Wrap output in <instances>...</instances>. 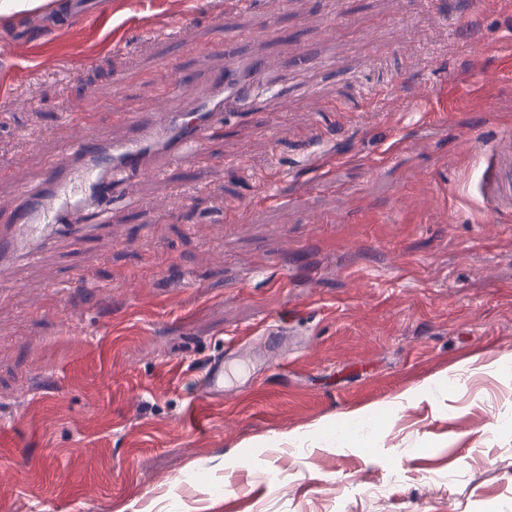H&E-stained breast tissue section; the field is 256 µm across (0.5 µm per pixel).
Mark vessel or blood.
<instances>
[{"mask_svg":"<svg viewBox=\"0 0 512 512\" xmlns=\"http://www.w3.org/2000/svg\"><path fill=\"white\" fill-rule=\"evenodd\" d=\"M224 57L223 74L211 81L193 111L172 106L122 116L124 138L95 136L77 142L46 167L36 184L20 183L17 207L0 215V269L18 260L38 261L60 229L83 234L85 213L104 214L116 188L132 190L135 177L161 174L166 163L193 154L255 87L280 94V86L267 83L261 61L239 57L234 40H225ZM482 190L494 215L512 213V158L500 149L483 156ZM223 390L224 361L219 358L200 380L199 403L184 415V424L193 430L205 427L201 401Z\"/></svg>","mask_w":512,"mask_h":512,"instance_id":"b4317fda","label":"vessel or blood"}]
</instances>
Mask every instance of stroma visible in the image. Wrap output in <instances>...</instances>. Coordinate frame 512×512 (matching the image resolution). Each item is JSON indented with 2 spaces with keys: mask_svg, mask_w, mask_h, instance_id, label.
Returning a JSON list of instances; mask_svg holds the SVG:
<instances>
[{
  "mask_svg": "<svg viewBox=\"0 0 512 512\" xmlns=\"http://www.w3.org/2000/svg\"><path fill=\"white\" fill-rule=\"evenodd\" d=\"M62 2L0 13V172L122 138L175 75L191 110L228 36L288 91L0 276V512H512V215L481 190L512 0H109L49 30ZM217 393L224 395L223 358H218L210 363L207 373L199 382L196 399L200 401Z\"/></svg>",
  "mask_w": 512,
  "mask_h": 512,
  "instance_id": "35a3bbf8",
  "label": "stroma"
}]
</instances>
